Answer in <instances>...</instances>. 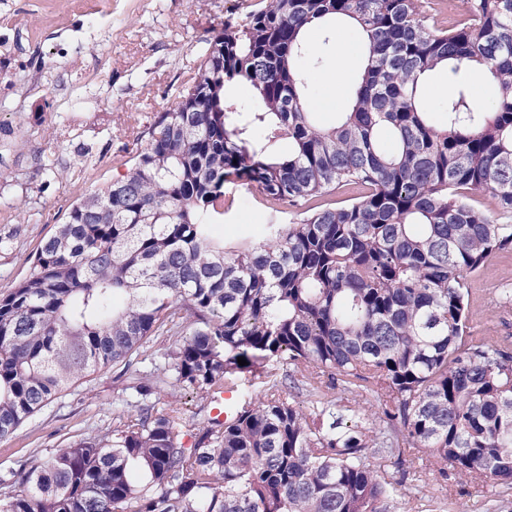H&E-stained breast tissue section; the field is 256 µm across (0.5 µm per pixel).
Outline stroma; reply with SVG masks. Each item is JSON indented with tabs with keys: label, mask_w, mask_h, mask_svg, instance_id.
Here are the masks:
<instances>
[{
	"label": "stroma",
	"mask_w": 512,
	"mask_h": 512,
	"mask_svg": "<svg viewBox=\"0 0 512 512\" xmlns=\"http://www.w3.org/2000/svg\"><path fill=\"white\" fill-rule=\"evenodd\" d=\"M261 0H0V297L22 280L42 240L64 223L72 204L125 173L136 150L135 119L174 104L198 57ZM307 36L322 65L308 71L311 103L322 124L347 111L323 77L336 56L358 49L360 30L343 19ZM54 163L57 180L41 167ZM235 199L225 239L257 238L261 225L281 222L257 190L226 186ZM468 327L512 351V250L494 253L468 276ZM121 366L88 373L9 439L0 441V491L10 469L97 433L125 408ZM399 490L394 512H512V485L457 474L434 478L422 450L400 461L373 457Z\"/></svg>",
	"instance_id": "1"
}]
</instances>
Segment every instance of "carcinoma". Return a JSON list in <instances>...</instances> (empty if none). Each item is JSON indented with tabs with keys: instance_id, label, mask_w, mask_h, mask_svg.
<instances>
[{
	"instance_id": "cac0c4a2",
	"label": "carcinoma",
	"mask_w": 512,
	"mask_h": 512,
	"mask_svg": "<svg viewBox=\"0 0 512 512\" xmlns=\"http://www.w3.org/2000/svg\"><path fill=\"white\" fill-rule=\"evenodd\" d=\"M424 9L268 0L224 24L176 105L137 134L127 173L74 204L0 298V441L86 373H131L130 410L11 470L0 512H391L398 489L368 450L406 445L435 475L512 484V355L467 338L465 282L512 247V224L467 202L488 192L512 209V0H465L448 29ZM333 17L358 25L368 59L323 127L298 62L306 31ZM449 62L460 76L483 65L498 98L479 111L463 84L438 127L418 82ZM227 184L292 218L217 239ZM347 186L363 193L336 204ZM155 336L161 374L145 366ZM289 386L320 400L304 411ZM172 387L207 413L189 448ZM226 388L235 410L218 422ZM371 388L386 395L372 416L321 399Z\"/></svg>"
}]
</instances>
